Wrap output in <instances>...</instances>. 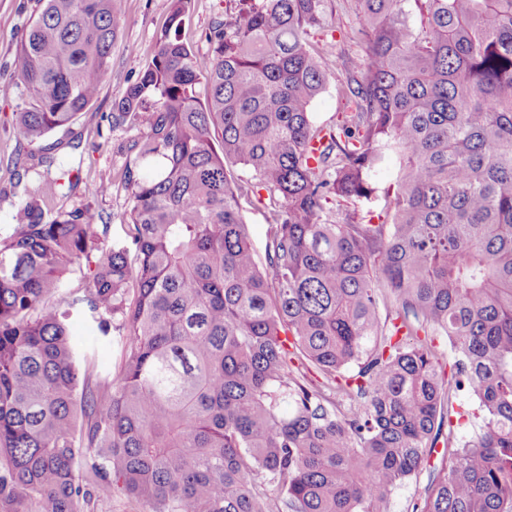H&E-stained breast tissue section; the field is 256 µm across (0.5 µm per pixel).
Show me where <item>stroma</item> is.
I'll list each match as a JSON object with an SVG mask.
<instances>
[{
	"instance_id": "1",
	"label": "stroma",
	"mask_w": 512,
	"mask_h": 512,
	"mask_svg": "<svg viewBox=\"0 0 512 512\" xmlns=\"http://www.w3.org/2000/svg\"><path fill=\"white\" fill-rule=\"evenodd\" d=\"M39 8V0H0V228L17 223L28 201L25 188L34 171L47 170L56 175L74 169L78 178L73 186L63 188L62 207H87L100 213L109 226L106 245L122 243L123 218L132 200L121 175L130 167L146 177L152 169L133 147L143 135V127L130 121L113 124V103L137 80L166 24L171 0H124L112 43L111 67L96 100L69 129L57 131L39 147L31 148L14 126L23 87L12 75V62L24 30ZM237 10L238 0H192L183 36L201 70H208L213 63L207 41L211 26L231 18ZM354 21L348 7H337L328 25L313 30L309 37L314 45L333 38L339 76L346 75L357 63L356 47L345 36ZM105 179L112 182L107 191L100 188Z\"/></svg>"
}]
</instances>
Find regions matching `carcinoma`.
<instances>
[{
    "label": "carcinoma",
    "instance_id": "1",
    "mask_svg": "<svg viewBox=\"0 0 512 512\" xmlns=\"http://www.w3.org/2000/svg\"><path fill=\"white\" fill-rule=\"evenodd\" d=\"M239 2L203 73L191 0H172L115 103L156 167L126 172L125 244H101L93 210L56 209L61 177L40 172L0 231V512H95L116 493L149 512H383L445 423L413 512H512V0H353L359 62L325 126L311 105L334 44L306 35L335 0ZM122 3L42 0L12 63L27 144L96 98ZM380 190L384 223L330 219ZM242 197L269 215L263 265ZM84 262V295L56 304ZM74 314L115 368L70 335ZM462 390L478 431L457 442Z\"/></svg>",
    "mask_w": 512,
    "mask_h": 512
}]
</instances>
